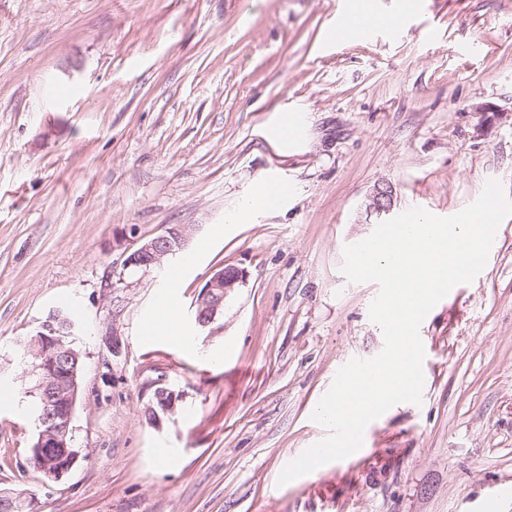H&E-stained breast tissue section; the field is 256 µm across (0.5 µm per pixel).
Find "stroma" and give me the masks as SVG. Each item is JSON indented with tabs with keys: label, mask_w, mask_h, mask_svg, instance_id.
<instances>
[{
	"label": "stroma",
	"mask_w": 512,
	"mask_h": 512,
	"mask_svg": "<svg viewBox=\"0 0 512 512\" xmlns=\"http://www.w3.org/2000/svg\"><path fill=\"white\" fill-rule=\"evenodd\" d=\"M349 2L0 0V488L38 512H483L493 492L512 512V216L420 326L421 405L371 421L363 455L277 483L327 436L311 415L336 372L384 347L378 285L341 271L380 223L373 188L396 215H452L490 179L512 198V0H374L394 29L331 41ZM286 112L287 147L270 135ZM270 178L287 197L226 223ZM174 225L185 248L125 267ZM225 267L245 278L199 327ZM175 268L172 324L195 341L144 342ZM59 309L83 354L80 457L45 487L22 356ZM161 386L180 398L157 426ZM394 191L391 186H377L368 196L367 209L377 217L387 216L394 205ZM243 280L238 269H219L212 273L196 301L195 321L200 327L208 326L224 307V300Z\"/></svg>",
	"instance_id": "obj_1"
}]
</instances>
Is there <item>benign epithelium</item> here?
I'll return each instance as SVG.
<instances>
[{
	"instance_id": "1",
	"label": "benign epithelium",
	"mask_w": 512,
	"mask_h": 512,
	"mask_svg": "<svg viewBox=\"0 0 512 512\" xmlns=\"http://www.w3.org/2000/svg\"><path fill=\"white\" fill-rule=\"evenodd\" d=\"M393 196L392 187H375L368 196V211L378 217L388 215L393 209ZM189 234V228L179 225L141 240L126 257L124 266L144 269L159 266L165 258L184 248ZM242 280L243 273L234 268L214 271L196 301L197 325L208 326L224 307L226 297ZM74 328L69 317L60 311L52 312L40 323L30 346L32 366L39 378L37 390L42 400V414L27 464L34 468L43 485L60 480L78 460L77 451L70 445L82 368V355L70 340ZM178 398L179 395L167 387L158 389L154 395L165 414L175 412ZM34 503V494L30 492L0 491V512L31 510Z\"/></svg>"
}]
</instances>
